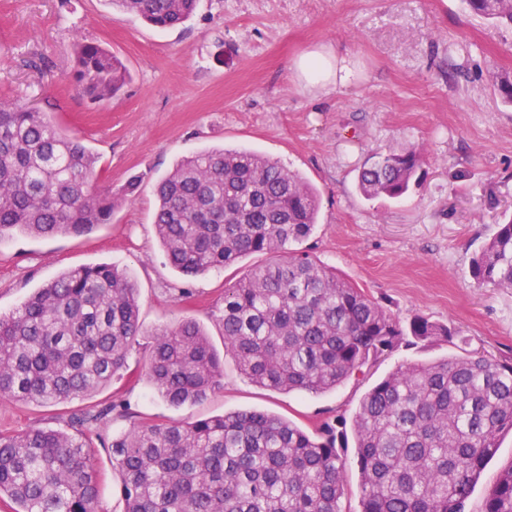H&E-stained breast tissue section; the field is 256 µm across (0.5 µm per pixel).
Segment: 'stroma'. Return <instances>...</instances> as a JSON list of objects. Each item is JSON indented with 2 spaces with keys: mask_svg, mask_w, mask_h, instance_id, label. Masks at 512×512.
I'll return each instance as SVG.
<instances>
[{
  "mask_svg": "<svg viewBox=\"0 0 512 512\" xmlns=\"http://www.w3.org/2000/svg\"><path fill=\"white\" fill-rule=\"evenodd\" d=\"M117 55L131 79L92 103L73 86L75 39ZM318 44L352 54L360 81L316 99L292 77V58ZM512 75V28L493 27L464 0H200L186 25L155 29L106 0H0V99L24 98L98 154V183L135 195L110 223L82 236H17L0 243V313L12 312L61 272L98 263L127 269L143 334L129 374L66 405L0 400V432L63 428L69 418L124 400L133 415L186 421L264 410L306 430L352 418L366 391L400 365L480 352L512 357V289L476 287L475 252L512 211V109L497 82ZM249 148L314 185L319 222L301 244L400 321L422 315L459 330L460 341L401 347L322 395L284 393L244 379L224 351V285L266 263L186 277L167 262L153 224L155 185L182 157L206 148ZM420 148L421 175L397 200H368L357 184L371 156ZM192 317L223 353L224 386L202 403L174 407L150 389L152 333ZM127 418L109 414L90 434L99 512H123L108 449ZM512 464L500 441L465 504L483 512L498 472Z\"/></svg>",
  "mask_w": 512,
  "mask_h": 512,
  "instance_id": "35a3bbf8",
  "label": "stroma"
}]
</instances>
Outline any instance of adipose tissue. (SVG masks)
<instances>
[{
    "mask_svg": "<svg viewBox=\"0 0 512 512\" xmlns=\"http://www.w3.org/2000/svg\"><path fill=\"white\" fill-rule=\"evenodd\" d=\"M289 69L297 83L315 94L334 93L356 78L352 56L325 45L292 59Z\"/></svg>",
    "mask_w": 512,
    "mask_h": 512,
    "instance_id": "ef3b65f1",
    "label": "adipose tissue"
}]
</instances>
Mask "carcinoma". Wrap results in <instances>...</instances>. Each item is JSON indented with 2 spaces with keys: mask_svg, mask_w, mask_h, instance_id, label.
Masks as SVG:
<instances>
[{
  "mask_svg": "<svg viewBox=\"0 0 512 512\" xmlns=\"http://www.w3.org/2000/svg\"><path fill=\"white\" fill-rule=\"evenodd\" d=\"M493 27H512V0H465ZM157 28L188 21L198 0H109ZM78 90L109 100L128 83L102 45L72 46ZM420 149L377 156L359 175L370 200L403 197ZM96 158L53 116L20 99L0 102V243L85 235L106 224L137 184L119 194L96 183ZM153 215L169 264L188 276L252 254L270 260L224 288V348L240 375L273 391L321 394L363 373L401 344L451 342L448 325H407L365 291L297 248L318 223L315 188L248 149H206L156 185ZM479 288H512V214L471 262ZM142 335L137 288L112 264L70 269L0 314V399L61 405L123 376ZM150 387L175 407L224 387V362L201 326L184 318L153 334ZM120 402L87 414L97 421ZM84 420V421H86ZM75 431L0 433V504L10 512H97L98 479ZM359 512H464L484 465L512 434V361L476 353L406 364L376 383L352 417ZM346 420L309 433L291 420L239 410L193 422L138 420L112 437L124 512H344ZM483 512H512V464Z\"/></svg>",
  "mask_w": 512,
  "mask_h": 512,
  "instance_id": "obj_1",
  "label": "carcinoma"
}]
</instances>
